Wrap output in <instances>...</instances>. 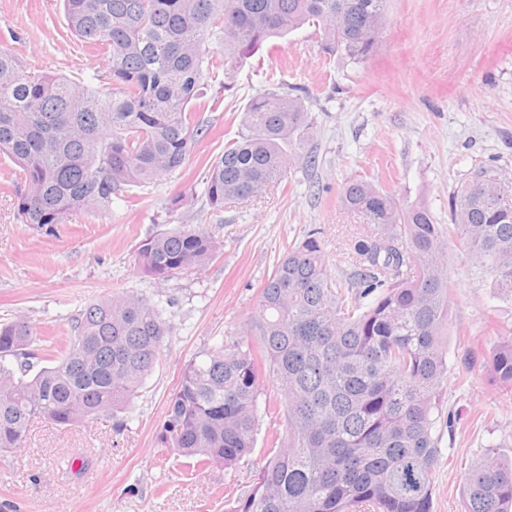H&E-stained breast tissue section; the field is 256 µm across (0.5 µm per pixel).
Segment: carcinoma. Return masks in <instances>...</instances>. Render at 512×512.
<instances>
[{
	"mask_svg": "<svg viewBox=\"0 0 512 512\" xmlns=\"http://www.w3.org/2000/svg\"><path fill=\"white\" fill-rule=\"evenodd\" d=\"M62 3L69 30L104 47L110 88L28 73L0 47V156L24 180V224H65L87 206L109 212L129 188L184 166L205 133L191 107L207 87V38L223 48L226 72L306 24L321 31L324 51L358 62L377 47L387 0ZM242 126L202 178L214 210L262 195L296 160L315 163L298 88L250 98ZM340 199L364 220L350 272L331 276L321 240L307 234L262 288L256 345L228 340L200 352L169 400L158 447L191 470L255 469L228 512H432L448 385V240L512 300V177L499 167L482 163L461 183L448 224L364 179ZM215 252L200 226L181 225L142 240L138 261L168 281ZM171 332L159 304L134 293L86 304L60 349L35 348L24 317L0 323V450L19 447L41 418L68 427L105 414L122 427ZM485 361L493 382L512 390V336ZM266 379L283 398L285 428L256 464ZM464 494L465 512H512V461L487 450Z\"/></svg>",
	"mask_w": 512,
	"mask_h": 512,
	"instance_id": "obj_1",
	"label": "carcinoma"
}]
</instances>
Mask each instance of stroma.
<instances>
[{
  "mask_svg": "<svg viewBox=\"0 0 512 512\" xmlns=\"http://www.w3.org/2000/svg\"><path fill=\"white\" fill-rule=\"evenodd\" d=\"M376 51L354 62L325 54L320 35L303 27L265 43L231 72L214 40L205 47L218 66L205 106L196 112L207 133L185 165L150 186L132 188L134 205L110 213L88 207L67 223L33 226L17 214L24 191L16 167L0 157V317L34 321L41 344L56 345L84 305L137 292L165 303L173 332L146 378L123 428L102 416L71 427L44 419L29 426L21 448L0 452V512H224L253 475L213 467L181 473L176 456L156 446L168 401L200 351L245 339L259 296L278 260L318 230L331 274L347 269L346 248L362 220L340 203L349 180L387 190L405 208L422 206L436 223L449 219V198L484 162L512 174V0H389ZM0 47L24 69L105 84L103 51L69 31L60 0H0ZM282 84L307 92V150L314 167L295 164L286 182L262 197L224 210L206 203L208 164L241 130L257 92ZM188 192L175 210L170 200ZM182 224L218 242L202 269L160 282L138 266L141 241ZM450 310L448 389L444 411L457 417L440 434L433 475V512H464L463 483L486 449L512 458V394L490 380L484 361L512 333V301L500 300L490 278L448 254ZM473 364H464L467 354ZM280 396L264 381L258 396L256 452L283 429ZM85 468L71 467L73 458Z\"/></svg>",
  "mask_w": 512,
  "mask_h": 512,
  "instance_id": "1",
  "label": "stroma"
}]
</instances>
